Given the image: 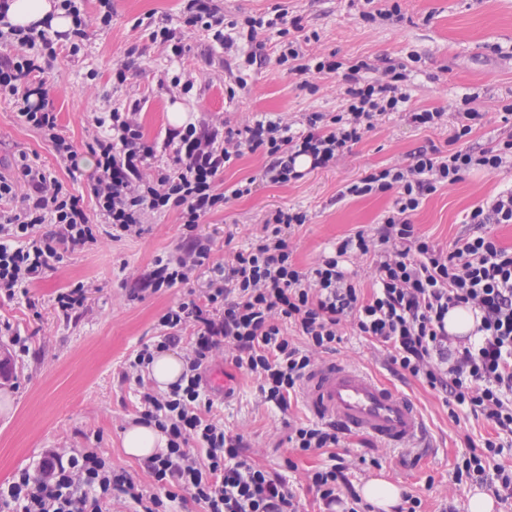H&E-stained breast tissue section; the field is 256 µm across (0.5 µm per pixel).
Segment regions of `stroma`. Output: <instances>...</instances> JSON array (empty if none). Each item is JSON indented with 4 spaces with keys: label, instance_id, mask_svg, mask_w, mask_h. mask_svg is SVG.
<instances>
[{
    "label": "stroma",
    "instance_id": "35a3bbf8",
    "mask_svg": "<svg viewBox=\"0 0 512 512\" xmlns=\"http://www.w3.org/2000/svg\"><path fill=\"white\" fill-rule=\"evenodd\" d=\"M399 4L396 19L380 18L381 10ZM225 19L240 20L281 8L300 16L309 41L303 49L310 57L336 54L340 59L371 64L377 79L391 64H411L410 107L441 108V125L421 128L404 113L383 116L373 131L341 154L331 167L317 169L286 186L261 181L263 160L247 153L227 167L218 179L228 188L253 178L251 195L228 198L223 209L208 216L199 231L211 241L212 257L223 260L230 248H239L261 234L267 213L277 208H299L307 221L286 235L292 259L306 271L336 244L355 232L376 234L396 198L389 192L339 199L343 187L364 171L405 166L413 151L437 146L447 149L459 113L471 107L483 112L469 145L491 148L505 137L501 116L512 102V0H221ZM183 0H112V22L92 28L81 52L60 53L45 66L49 98L58 114L61 133L78 149H85L95 130L94 119L115 107L138 104L136 118L146 141L163 140L171 124L168 112L181 105L191 121L207 120L238 128L260 117L283 118L301 124L310 112H339L345 101L341 75L310 73L313 91L299 89V76L276 62L278 34L261 31L255 42L239 41L231 52L213 47L207 31L182 34L181 56L162 53L150 34L160 27L178 29ZM375 13L374 21L361 17L362 9ZM261 43L268 59L264 66L247 65L245 56ZM128 65L127 79L117 82L113 72ZM246 81L245 89L230 92L229 74ZM179 75L192 81L190 91L170 83ZM17 102L0 97V175L14 171L19 155L38 160L71 192L82 195L88 213L96 205L85 196L86 172H70L49 142L24 124ZM512 190V169L474 170L453 186L440 187L427 196L414 213L418 235L449 249L473 232L465 216L474 206L500 192ZM183 229L177 211L151 214L138 238L101 237L83 251L66 255L44 279L30 285L27 295L0 298V321L9 322L26 336L30 352L13 358L14 384L0 378V391H8L11 405L0 412V483L18 470L35 469L46 448H98L114 466L133 477L143 475V462L127 456L122 433L135 416V386L123 381L121 371L131 353L159 334L158 320L188 292L202 294L204 277L190 274L187 283L144 293L129 301L126 290L150 268L154 259L181 244ZM89 285L86 307L75 318L64 319L53 306L55 294L78 284ZM35 300L29 309L27 300ZM342 340L334 351L319 354L318 363L348 361L382 382L397 386L417 405L430 431L431 453L418 455L380 447L375 441L342 434L336 449L351 469L354 487L381 476L402 492L421 498L424 512H442L447 503L466 506L476 487L456 484L453 467L468 441H482L492 430L487 421L469 415L451 417L441 394L426 384L399 379L390 369L388 353L356 336L351 322L341 326ZM207 380L224 387L216 413L229 435L242 437L249 460L269 470L294 464L292 490L303 512H318L319 504L304 475L328 459L327 454L302 453L288 437L311 416L301 395L287 408L263 401L256 379L234 367L230 356L216 358Z\"/></svg>",
    "mask_w": 512,
    "mask_h": 512
}]
</instances>
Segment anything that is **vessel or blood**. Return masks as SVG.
<instances>
[{
	"label": "vessel or blood",
	"mask_w": 512,
	"mask_h": 512,
	"mask_svg": "<svg viewBox=\"0 0 512 512\" xmlns=\"http://www.w3.org/2000/svg\"><path fill=\"white\" fill-rule=\"evenodd\" d=\"M302 394L315 418L334 420L388 448L424 447L425 424L415 403L350 364L330 362L313 369L302 382Z\"/></svg>",
	"instance_id": "obj_1"
}]
</instances>
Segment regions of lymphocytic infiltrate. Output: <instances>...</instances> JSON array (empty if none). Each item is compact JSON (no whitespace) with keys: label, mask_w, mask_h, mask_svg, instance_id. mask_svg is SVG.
<instances>
[{"label":"lymphocytic infiltrate","mask_w":512,"mask_h":512,"mask_svg":"<svg viewBox=\"0 0 512 512\" xmlns=\"http://www.w3.org/2000/svg\"><path fill=\"white\" fill-rule=\"evenodd\" d=\"M72 15L71 30L50 33L13 26L0 12V96L21 103L20 118L49 139L70 170L82 155L59 132L57 115L41 78L43 60L59 50L78 54L87 37L86 21L76 0H60ZM285 15L274 12L225 20L214 0H187L182 25L203 28L224 50L236 44L239 25L249 32L277 31L282 39L279 65L297 75L341 74L345 108L329 115L311 112L301 130L280 118H260L232 128L206 121L172 129L162 145L147 143L136 108L112 109L96 117L105 135L88 150L94 167L86 191L97 203L101 223H93L82 206L55 177L32 162H22L12 179L0 178V205L26 193L19 211L0 218V298L43 279L53 263L106 235L115 240L141 236L151 213L178 211L184 230L180 246L154 260L151 269L129 289V300L184 283L199 270L206 278L202 297H185L160 317V334L126 362L122 378L138 387L137 422L157 427L168 437L165 451L144 462L145 481L114 468L97 448H49L36 471L20 470L0 484V512H176L191 498L203 512H300L282 473L252 463L241 437L230 436L223 420L212 416L203 373L213 352L227 346L232 363L257 379L265 402L283 408L313 367L316 354L335 350L339 327L353 319L357 332L389 352L401 378L426 383L442 394L450 416L465 413L492 425L493 436L469 446L454 465L456 483L488 486L500 499L512 498V465L501 463L512 450V248L502 247L484 228L512 224V191L475 206L466 216L476 234L444 250L418 236L411 217L438 187L454 185L473 170L512 167V135L497 147L414 152L404 167L374 169L341 190V197L396 191L395 207L384 217L378 236L364 232L341 240L333 255L308 271L293 262L286 230L305 224L296 209L270 212L263 233L233 251L224 262L211 259V245L198 228L223 208L227 197L251 194V184L220 190L217 178L244 153L264 160V180L287 185L306 169L329 167L344 150L376 126L378 117L407 112L409 121L431 128L442 121L439 108L408 109V67L387 66L384 77L369 81L367 62L335 57L306 60L297 41L288 39ZM29 47L26 56L7 54V46ZM172 149L174 165L150 169L159 148ZM377 257L371 293L358 288L340 263L348 254ZM464 307L479 314L474 340L455 343L448 332V312ZM303 343H296V336ZM183 349L186 365L178 381L158 391L147 386L144 370L155 355ZM300 452L331 449L328 463L308 471L322 512H371L355 491L348 467L333 449L339 443L335 423H308L288 437Z\"/></svg>","instance_id":"1"}]
</instances>
